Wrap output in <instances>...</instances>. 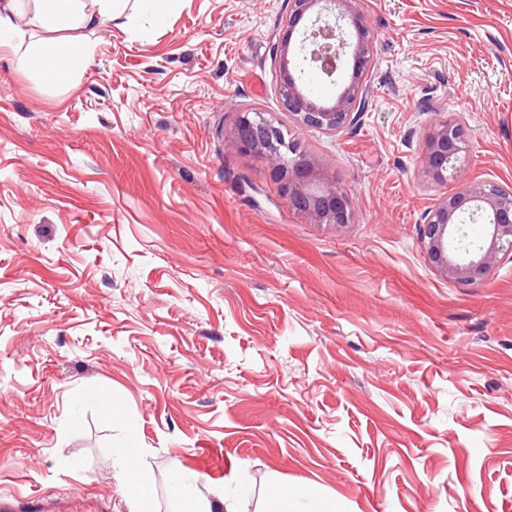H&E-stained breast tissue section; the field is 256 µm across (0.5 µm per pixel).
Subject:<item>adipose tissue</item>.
Segmentation results:
<instances>
[{"instance_id": "ef3b65f1", "label": "adipose tissue", "mask_w": 512, "mask_h": 512, "mask_svg": "<svg viewBox=\"0 0 512 512\" xmlns=\"http://www.w3.org/2000/svg\"><path fill=\"white\" fill-rule=\"evenodd\" d=\"M32 20L45 29L43 37L32 39L25 50V62L32 65H52L54 75L67 81L77 48L70 31L99 26L104 21L122 15L123 0H31Z\"/></svg>"}]
</instances>
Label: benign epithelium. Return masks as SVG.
Instances as JSON below:
<instances>
[{
    "instance_id": "1",
    "label": "benign epithelium",
    "mask_w": 512,
    "mask_h": 512,
    "mask_svg": "<svg viewBox=\"0 0 512 512\" xmlns=\"http://www.w3.org/2000/svg\"><path fill=\"white\" fill-rule=\"evenodd\" d=\"M359 0H288L276 45L277 77L285 111L300 125L339 135L353 125L373 68V48ZM331 81L340 70L348 82L336 94L320 99L310 94L305 68ZM225 146L265 160L270 177L306 224L347 226L353 212L345 191L322 161L282 131L264 113L243 111L224 133ZM466 149L463 129L439 121L426 137L421 175L448 180L453 161ZM481 224L478 244L462 248L465 223ZM424 243L435 270L449 281L467 283L487 276L500 256L512 253V187L470 181L439 198L424 215Z\"/></svg>"
}]
</instances>
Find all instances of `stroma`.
<instances>
[{"mask_svg": "<svg viewBox=\"0 0 512 512\" xmlns=\"http://www.w3.org/2000/svg\"><path fill=\"white\" fill-rule=\"evenodd\" d=\"M375 66L327 136L282 108L288 0H129L75 31L69 85L0 53V493L80 491L130 512H512V257L450 282L425 212L462 182L512 186V0H362ZM274 118L349 195L302 223L237 112ZM469 148L419 172L441 119ZM317 490L305 495L306 487Z\"/></svg>", "mask_w": 512, "mask_h": 512, "instance_id": "obj_1", "label": "stroma"}]
</instances>
